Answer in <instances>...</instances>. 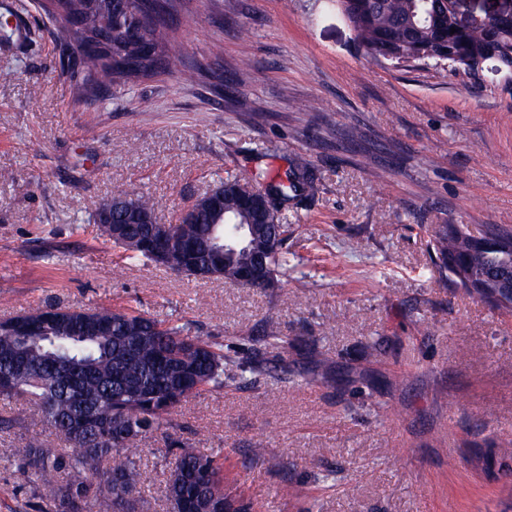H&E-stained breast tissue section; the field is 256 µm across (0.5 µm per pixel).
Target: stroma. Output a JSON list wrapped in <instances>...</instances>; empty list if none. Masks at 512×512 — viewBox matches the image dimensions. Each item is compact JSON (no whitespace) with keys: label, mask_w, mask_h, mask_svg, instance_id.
<instances>
[{"label":"stroma","mask_w":512,"mask_h":512,"mask_svg":"<svg viewBox=\"0 0 512 512\" xmlns=\"http://www.w3.org/2000/svg\"><path fill=\"white\" fill-rule=\"evenodd\" d=\"M0 319L47 302L132 307L245 360L266 318L269 382L178 407L173 439L219 456L264 512H512V311L449 287L434 228L512 229V71L372 60L334 0H177L178 70L97 95L39 0H0ZM253 33L242 68L236 33ZM185 69L194 81L181 80ZM358 128L362 137L350 140ZM309 185L281 205L288 271L263 291L128 258L91 220L120 191L175 223L218 179ZM0 512H42L18 461L34 409L0 416ZM142 445L143 512H169L174 453ZM289 494H282V487Z\"/></svg>","instance_id":"obj_1"}]
</instances>
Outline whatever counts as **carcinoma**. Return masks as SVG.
Wrapping results in <instances>:
<instances>
[{"label":"carcinoma","mask_w":512,"mask_h":512,"mask_svg":"<svg viewBox=\"0 0 512 512\" xmlns=\"http://www.w3.org/2000/svg\"><path fill=\"white\" fill-rule=\"evenodd\" d=\"M354 24L372 56L398 60L418 56L435 65L442 61L457 68L491 58L512 66V17L495 18L478 29L458 25L451 0H336ZM65 11L82 17L83 34L61 23L56 38L77 49L82 36L112 30V42L95 55L78 57L91 77L88 92L121 86L160 75L174 67L171 36L165 24L143 26L137 39L127 37L135 24L134 0H63ZM456 32H451V29ZM308 162L301 157L287 183L271 182L265 193L282 201L308 184ZM148 213L153 200L123 191L112 196V221L124 223L126 211ZM231 222L245 225V237L218 261L206 248L210 227ZM98 235L130 252V258L153 261L139 238L144 227L127 225L126 236H112V225L95 218ZM171 233L196 253L201 271L216 279L234 281L239 268L252 256L262 255L272 277L264 288L273 290L287 271L283 256L284 226L277 206L261 224L247 214L215 213L201 206L187 223L175 224ZM432 249L442 276L448 265L485 286L486 294L512 304V231L492 229L476 239L467 232H450L441 225ZM51 316L56 328L44 336L21 342L0 334V400H24L40 414L46 428L31 435L21 468L34 485L35 495L54 512H93L102 501L112 512H138L143 475L136 460L150 434L169 437L171 401L183 403L206 389L224 387L234 378L257 381L271 374L263 353L246 362L224 354V345L194 336L186 324L165 322L129 309L67 308L46 304L23 310L14 318L41 327ZM266 343L288 349V337L270 316L265 324ZM112 459V467L105 466ZM205 479V494L215 504L235 493L221 465L179 444V453L166 484L167 497L181 488L186 474Z\"/></svg>","instance_id":"cac0c4a2"}]
</instances>
